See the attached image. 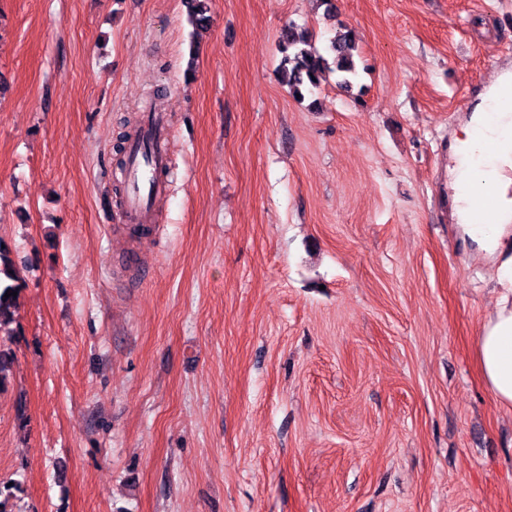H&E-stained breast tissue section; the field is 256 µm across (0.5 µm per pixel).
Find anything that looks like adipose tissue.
<instances>
[{
    "instance_id": "1",
    "label": "adipose tissue",
    "mask_w": 512,
    "mask_h": 512,
    "mask_svg": "<svg viewBox=\"0 0 512 512\" xmlns=\"http://www.w3.org/2000/svg\"><path fill=\"white\" fill-rule=\"evenodd\" d=\"M453 162L448 184L458 202L456 231L478 257L499 262L500 280L512 287V258L504 252L512 244V200L504 204L498 223L472 224L470 204L476 194L493 186H512V113L497 107L476 106L460 125L450 146ZM474 358L483 385L498 405L512 411V297L502 296L495 311L473 340Z\"/></svg>"
}]
</instances>
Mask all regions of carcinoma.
Listing matches in <instances>:
<instances>
[{
    "label": "carcinoma",
    "instance_id": "obj_1",
    "mask_svg": "<svg viewBox=\"0 0 512 512\" xmlns=\"http://www.w3.org/2000/svg\"><path fill=\"white\" fill-rule=\"evenodd\" d=\"M187 14L190 23L197 29H205L210 23V0H188ZM283 49L288 51L281 63L283 78L298 97L314 93L320 86L325 73L336 74V86L349 91L357 75V64L354 59V43L351 30L340 26L334 37L329 40L325 52H320L308 31L290 25L283 29L281 35ZM0 326L13 319V309L17 297H5L7 290H16L13 281L17 279L14 264L9 253L0 248Z\"/></svg>",
    "mask_w": 512,
    "mask_h": 512
}]
</instances>
